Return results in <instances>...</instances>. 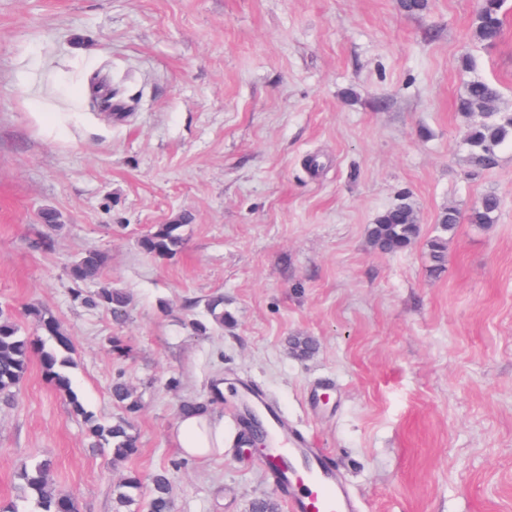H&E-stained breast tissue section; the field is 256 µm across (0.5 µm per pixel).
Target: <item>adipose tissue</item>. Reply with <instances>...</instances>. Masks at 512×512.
Masks as SVG:
<instances>
[{"label":"adipose tissue","mask_w":512,"mask_h":512,"mask_svg":"<svg viewBox=\"0 0 512 512\" xmlns=\"http://www.w3.org/2000/svg\"><path fill=\"white\" fill-rule=\"evenodd\" d=\"M175 433L185 457L204 459L224 450V419L213 408L180 415Z\"/></svg>","instance_id":"ef3b65f1"}]
</instances>
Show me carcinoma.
<instances>
[{"instance_id":"carcinoma-1","label":"carcinoma","mask_w":512,"mask_h":512,"mask_svg":"<svg viewBox=\"0 0 512 512\" xmlns=\"http://www.w3.org/2000/svg\"><path fill=\"white\" fill-rule=\"evenodd\" d=\"M505 0H481L474 22V40L483 47H493L502 38L503 6ZM458 111L466 119L464 144L469 163L478 169H489L497 163V152L506 143L512 144V113L503 111V96L498 83L475 76L468 80L458 100ZM500 199L486 194L466 213L453 207L443 208L437 216L438 233L427 243L432 269H442L448 257V240L457 224L488 226L495 223ZM42 223L48 231L41 234L36 246L47 251L53 244L52 232L60 226V214L47 209ZM182 220L171 224H157L139 241L141 251L156 259H165L177 253L183 245ZM370 246L385 253L411 249L420 236V225L414 201L410 194L401 195L367 226ZM107 264V256L95 249L82 253L70 266L69 276L76 288L74 300L84 306L101 308L115 318L128 314L132 296L117 288H100L85 294L78 284L98 278ZM212 324L195 321L189 324L198 336H206L212 326L232 322V315L224 312V299L215 298L207 304ZM25 315L32 319L37 336L21 334L12 315L0 311V400L14 396V389L28 371L31 361L39 359L47 380L64 395L71 410L84 417L86 434L93 446L111 450L112 462H125L139 453V438L133 419L141 410V398L123 376L112 383V400L119 413L110 422H102L89 413L80 396L72 388L69 369L73 368L72 337L56 315L46 308L31 304ZM51 461L40 460L20 473L25 498L33 504V512H78L75 498L54 488L49 479ZM146 497V512H172V479L168 470L148 476L130 469L115 494L114 512H129V506L140 497Z\"/></svg>"}]
</instances>
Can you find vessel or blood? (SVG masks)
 Wrapping results in <instances>:
<instances>
[{"label":"vessel or blood","instance_id":"vessel-or-blood-1","mask_svg":"<svg viewBox=\"0 0 512 512\" xmlns=\"http://www.w3.org/2000/svg\"><path fill=\"white\" fill-rule=\"evenodd\" d=\"M268 461L273 482L289 512H356L354 495L336 461L301 433H291L272 417Z\"/></svg>","mask_w":512,"mask_h":512}]
</instances>
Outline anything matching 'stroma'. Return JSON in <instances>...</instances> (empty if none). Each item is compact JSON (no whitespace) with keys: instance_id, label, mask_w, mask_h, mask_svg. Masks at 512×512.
Instances as JSON below:
<instances>
[{"instance_id":"35a3bbf8","label":"stroma","mask_w":512,"mask_h":512,"mask_svg":"<svg viewBox=\"0 0 512 512\" xmlns=\"http://www.w3.org/2000/svg\"><path fill=\"white\" fill-rule=\"evenodd\" d=\"M478 0H0V310L52 311L74 338L73 386L108 421L110 388L138 391L140 453L113 464L32 362L0 402V500L23 465L79 512H113L127 469L170 470L175 512L283 507L241 442L240 393L336 455L359 512H512V147L466 160L457 100L470 76L512 108V0L503 40L473 38ZM475 67H461L463 55ZM318 169H310V160ZM409 193L420 237L382 254L375 217ZM499 197L495 224H458L431 272L445 206ZM63 225L35 248L41 213ZM183 218L165 260L140 238ZM95 248L127 317L74 301L71 263ZM223 297L232 326L194 336ZM132 352L111 356L108 339ZM317 347L296 357L289 341ZM224 378V451L182 457L179 406Z\"/></svg>"}]
</instances>
